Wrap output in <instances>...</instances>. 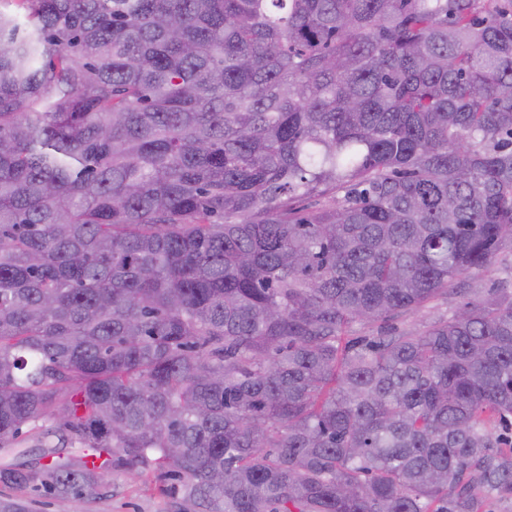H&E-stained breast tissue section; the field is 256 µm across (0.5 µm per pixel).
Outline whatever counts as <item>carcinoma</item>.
Returning <instances> with one entry per match:
<instances>
[{
  "label": "carcinoma",
  "mask_w": 512,
  "mask_h": 512,
  "mask_svg": "<svg viewBox=\"0 0 512 512\" xmlns=\"http://www.w3.org/2000/svg\"><path fill=\"white\" fill-rule=\"evenodd\" d=\"M14 2L0 483L66 505L116 460L176 512L512 498V289L479 285L512 253V0ZM449 307V303L445 304L442 301H438L422 307L414 313L400 317L395 321L390 322V324L398 330H405L410 327H416L417 329L423 330L433 319L439 315L447 313Z\"/></svg>",
  "instance_id": "cac0c4a2"
}]
</instances>
